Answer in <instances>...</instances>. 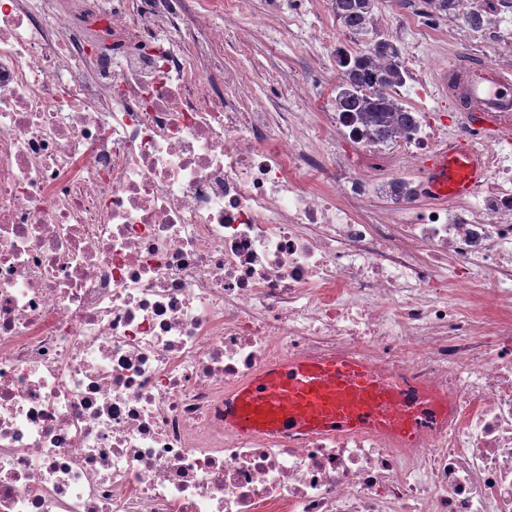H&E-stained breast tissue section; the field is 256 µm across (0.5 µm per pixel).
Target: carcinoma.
<instances>
[{
  "mask_svg": "<svg viewBox=\"0 0 512 512\" xmlns=\"http://www.w3.org/2000/svg\"><path fill=\"white\" fill-rule=\"evenodd\" d=\"M459 3L460 0H424L427 12L446 16ZM374 6L375 0H333L337 20L348 33L357 37L374 32ZM393 55V42L377 35L361 41L360 54L339 62L342 77L336 87V111L356 113L380 142L412 124L410 112L386 94V90L404 81L397 66L390 63Z\"/></svg>",
  "mask_w": 512,
  "mask_h": 512,
  "instance_id": "carcinoma-1",
  "label": "carcinoma"
}]
</instances>
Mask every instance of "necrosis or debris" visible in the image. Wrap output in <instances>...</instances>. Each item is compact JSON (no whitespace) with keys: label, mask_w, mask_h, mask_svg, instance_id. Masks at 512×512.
<instances>
[{"label":"necrosis or debris","mask_w":512,"mask_h":512,"mask_svg":"<svg viewBox=\"0 0 512 512\" xmlns=\"http://www.w3.org/2000/svg\"><path fill=\"white\" fill-rule=\"evenodd\" d=\"M394 62L496 138L420 106L385 146L300 78L325 121L275 131L172 0H0V512H512V43ZM475 140L473 193L419 207L429 156ZM338 356L451 411L407 440L225 425L260 371Z\"/></svg>","instance_id":"obj_1"}]
</instances>
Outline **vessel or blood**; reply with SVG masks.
I'll use <instances>...</instances> for the list:
<instances>
[{"label": "vessel or blood", "instance_id": "b4317fda", "mask_svg": "<svg viewBox=\"0 0 512 512\" xmlns=\"http://www.w3.org/2000/svg\"><path fill=\"white\" fill-rule=\"evenodd\" d=\"M425 174L429 197H466L484 176L481 153L472 146L439 149ZM400 400L399 393L377 379L365 362H291L268 368L237 399L225 402L224 422L240 432L374 428L408 436L414 433L419 415L400 409Z\"/></svg>", "mask_w": 512, "mask_h": 512}]
</instances>
